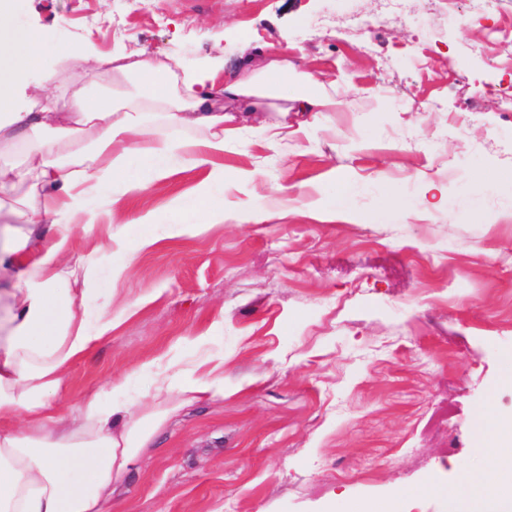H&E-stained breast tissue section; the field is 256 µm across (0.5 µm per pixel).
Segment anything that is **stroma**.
I'll return each mask as SVG.
<instances>
[{
	"instance_id": "obj_1",
	"label": "stroma",
	"mask_w": 512,
	"mask_h": 512,
	"mask_svg": "<svg viewBox=\"0 0 512 512\" xmlns=\"http://www.w3.org/2000/svg\"><path fill=\"white\" fill-rule=\"evenodd\" d=\"M39 42L17 107L42 90L98 93L101 58L146 57L223 78L287 57L340 100L310 134L257 146L280 102L239 112L249 146L215 156L224 203L256 195L283 218L207 222L208 168L173 162L150 189L115 180L121 207L74 230L67 255L111 241L116 327L76 361L71 399L125 383L142 413L151 374L224 366V396L183 403L112 487V512H455L496 457L479 424L512 421V0H10ZM258 170L256 181L240 173ZM448 189L423 214L420 177ZM350 181L360 223L310 203ZM405 209L386 210L388 190ZM185 234L165 237L144 213ZM158 241L141 249L140 236ZM138 257L122 267L126 250Z\"/></svg>"
}]
</instances>
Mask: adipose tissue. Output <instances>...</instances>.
Segmentation results:
<instances>
[{
  "mask_svg": "<svg viewBox=\"0 0 512 512\" xmlns=\"http://www.w3.org/2000/svg\"><path fill=\"white\" fill-rule=\"evenodd\" d=\"M0 11V87L16 86L6 68L18 49L35 62L32 37H9ZM113 84L138 80L134 96L90 99L72 93L66 103L44 95L15 111L0 95V148L19 155L0 166V512H111L112 485L140 459L169 416L159 408L138 414L120 384L84 397L67 411L54 404L72 363L112 331V303L74 310L90 297V282L111 255V243L78 261L63 243L74 229L93 234L97 214L120 198L102 196L114 179L143 188L162 180L177 155L191 167L210 165L224 150L245 146L240 128L213 101L217 73L178 74L152 58L134 63L101 59ZM294 112H332L338 102L308 72L293 74L287 60L228 79L223 94L242 106L268 94ZM192 125L199 136H164V126Z\"/></svg>",
  "mask_w": 512,
  "mask_h": 512,
  "instance_id": "adipose-tissue-1",
  "label": "adipose tissue"
}]
</instances>
